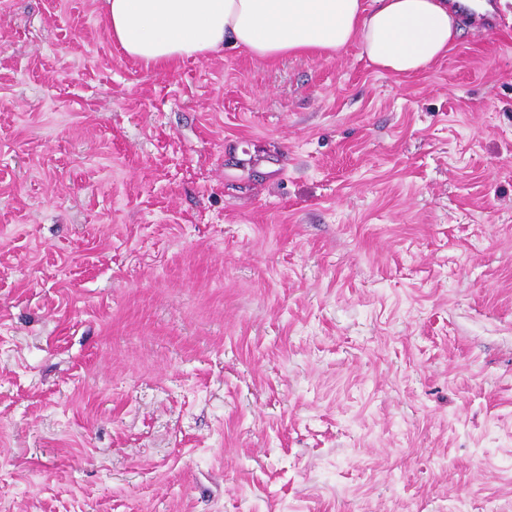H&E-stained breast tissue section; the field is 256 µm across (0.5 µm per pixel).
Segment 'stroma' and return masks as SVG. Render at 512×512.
<instances>
[{
	"label": "stroma",
	"mask_w": 512,
	"mask_h": 512,
	"mask_svg": "<svg viewBox=\"0 0 512 512\" xmlns=\"http://www.w3.org/2000/svg\"><path fill=\"white\" fill-rule=\"evenodd\" d=\"M158 70L0 0V512H512V0Z\"/></svg>",
	"instance_id": "1"
}]
</instances>
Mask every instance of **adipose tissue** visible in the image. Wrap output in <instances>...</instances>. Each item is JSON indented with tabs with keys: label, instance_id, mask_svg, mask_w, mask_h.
Instances as JSON below:
<instances>
[{
	"label": "adipose tissue",
	"instance_id": "obj_1",
	"mask_svg": "<svg viewBox=\"0 0 512 512\" xmlns=\"http://www.w3.org/2000/svg\"><path fill=\"white\" fill-rule=\"evenodd\" d=\"M108 32L133 60L164 68L225 48L274 61L334 55L359 43L361 57L396 77L425 72L459 30L448 0H107Z\"/></svg>",
	"mask_w": 512,
	"mask_h": 512
}]
</instances>
